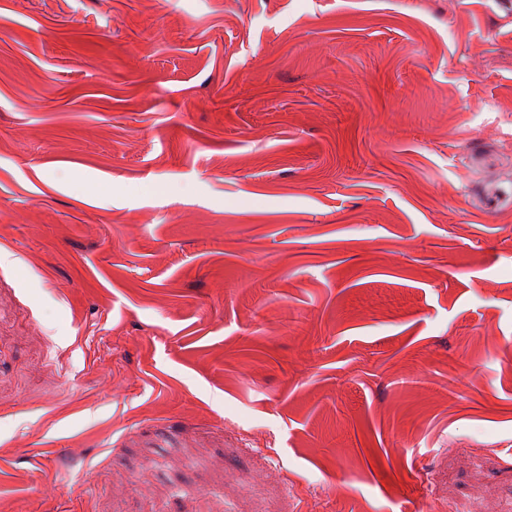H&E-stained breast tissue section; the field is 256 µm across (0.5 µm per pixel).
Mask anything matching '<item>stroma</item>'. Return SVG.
Listing matches in <instances>:
<instances>
[{
	"mask_svg": "<svg viewBox=\"0 0 512 512\" xmlns=\"http://www.w3.org/2000/svg\"><path fill=\"white\" fill-rule=\"evenodd\" d=\"M0 512H512V0H0Z\"/></svg>",
	"mask_w": 512,
	"mask_h": 512,
	"instance_id": "stroma-1",
	"label": "stroma"
}]
</instances>
